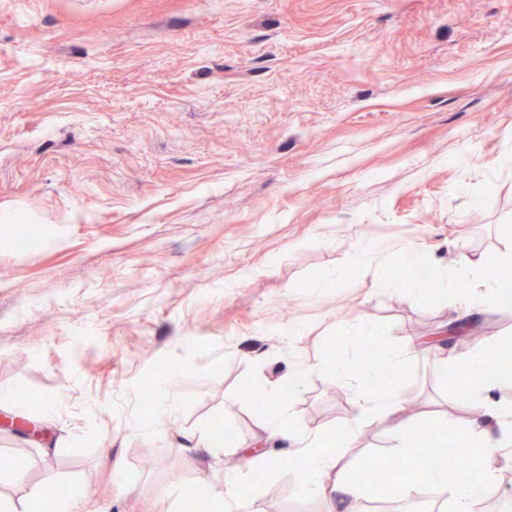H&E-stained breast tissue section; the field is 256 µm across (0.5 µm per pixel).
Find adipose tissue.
Wrapping results in <instances>:
<instances>
[{
	"instance_id": "ef3b65f1",
	"label": "adipose tissue",
	"mask_w": 512,
	"mask_h": 512,
	"mask_svg": "<svg viewBox=\"0 0 512 512\" xmlns=\"http://www.w3.org/2000/svg\"><path fill=\"white\" fill-rule=\"evenodd\" d=\"M406 255L419 276L384 278L377 281V288L405 292L420 304L449 293L469 313L492 308L504 298L497 268L484 261L466 257L459 266L447 267L429 263L413 248ZM499 348V341L481 339L463 354L438 357L441 374L456 381L457 399L473 411L461 450L483 453L482 463L471 469L456 470L444 461L430 469L425 484L444 493V512H472V488L495 483L501 462L512 461V408L495 398L497 389L512 387V370L500 367ZM406 366L405 355L398 351L388 352L372 365L339 352L325 370L351 390L360 407V417L348 426V435H355L364 424L380 426L393 437L399 457L409 461L416 446V426L401 382ZM308 371V365L289 361L281 384L250 390L249 399L266 432L292 442L285 463L298 489L334 503L335 512H359L366 490L350 479L342 454L326 447L323 433L299 436L292 430L288 402Z\"/></svg>"
}]
</instances>
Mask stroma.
<instances>
[{"mask_svg":"<svg viewBox=\"0 0 512 512\" xmlns=\"http://www.w3.org/2000/svg\"><path fill=\"white\" fill-rule=\"evenodd\" d=\"M20 228L27 245L0 244V396L57 414L38 438L0 428V456L27 457L0 487L19 512L50 484L78 488L76 512H183L174 489L224 471L184 437L285 453L245 389L292 358L315 367L294 426L343 435L359 405L318 366L363 358L364 321L415 343L417 425L465 431L427 352L460 322L451 299L375 283L411 247L451 267L512 252V0H0V240ZM361 243L380 265H352ZM461 322L448 353L512 339V306ZM176 361L159 418L143 387ZM393 445L365 426L350 475ZM238 498L328 510L284 466Z\"/></svg>","mask_w":512,"mask_h":512,"instance_id":"obj_1","label":"stroma"}]
</instances>
